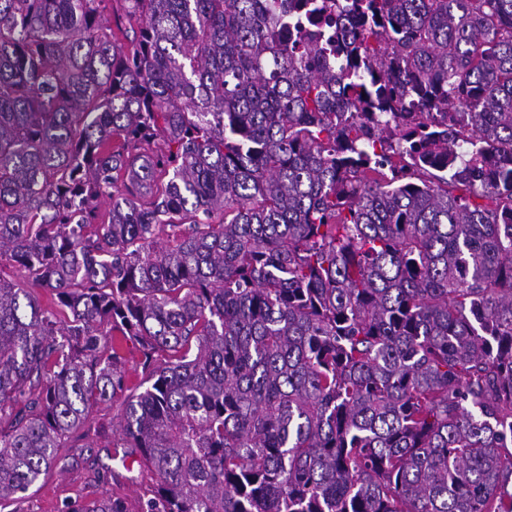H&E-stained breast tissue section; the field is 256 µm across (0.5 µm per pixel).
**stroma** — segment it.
Masks as SVG:
<instances>
[{
	"label": "stroma",
	"mask_w": 512,
	"mask_h": 512,
	"mask_svg": "<svg viewBox=\"0 0 512 512\" xmlns=\"http://www.w3.org/2000/svg\"><path fill=\"white\" fill-rule=\"evenodd\" d=\"M122 413L118 400L95 408L91 419L59 449L56 465L18 499L1 504L0 512H72L106 496L121 499L126 512H142L156 480L138 464L123 463Z\"/></svg>",
	"instance_id": "35a3bbf8"
}]
</instances>
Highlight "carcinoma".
Returning a JSON list of instances; mask_svg holds the SVG:
<instances>
[{"instance_id": "1", "label": "carcinoma", "mask_w": 512, "mask_h": 512, "mask_svg": "<svg viewBox=\"0 0 512 512\" xmlns=\"http://www.w3.org/2000/svg\"><path fill=\"white\" fill-rule=\"evenodd\" d=\"M118 398L143 512H512V0H0V505ZM122 355L125 359L126 378L128 385L130 387H135L144 377L142 365L140 364L141 353L139 348L132 342H128L127 346L125 347L124 354Z\"/></svg>"}]
</instances>
